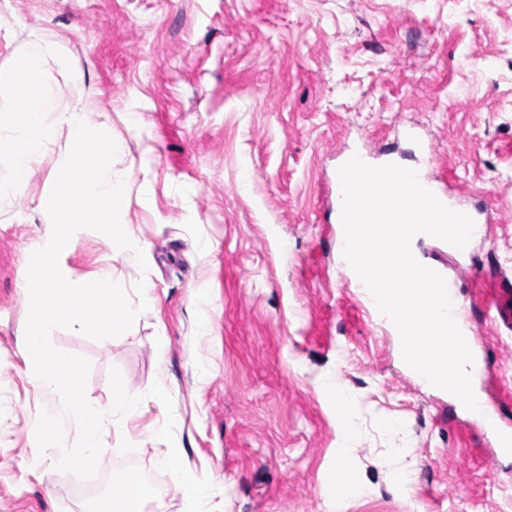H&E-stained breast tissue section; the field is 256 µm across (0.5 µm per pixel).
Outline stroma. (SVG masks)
I'll use <instances>...</instances> for the list:
<instances>
[{
  "label": "stroma",
  "mask_w": 512,
  "mask_h": 512,
  "mask_svg": "<svg viewBox=\"0 0 512 512\" xmlns=\"http://www.w3.org/2000/svg\"><path fill=\"white\" fill-rule=\"evenodd\" d=\"M0 14L22 21L0 29V69L30 32L57 43L64 59L44 64L57 110L83 103L123 146L120 220L147 271L90 229L59 262L85 282L105 270L128 291L144 281L156 302L121 336L49 335L89 360L90 402L111 407L114 367L142 397L102 433L108 480L135 455L162 480L163 512H192L159 462L176 443L208 477L211 512H512V455L417 380L383 324L354 320L333 213L339 153L424 159L488 207L478 252L512 275V0H0ZM69 147L60 130L0 205V512H86L59 450L37 447L38 416L61 399L22 352L29 261L51 235L46 201ZM471 321L480 392L512 393V329ZM329 377L353 398L360 496L336 485ZM390 417L400 433L385 432ZM402 467L416 474L407 491L392 480Z\"/></svg>",
  "instance_id": "35a3bbf8"
}]
</instances>
